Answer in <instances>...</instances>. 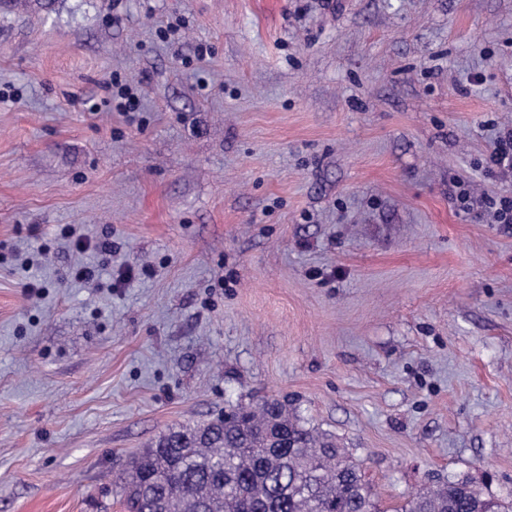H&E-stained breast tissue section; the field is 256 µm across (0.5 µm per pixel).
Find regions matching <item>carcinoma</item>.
Here are the masks:
<instances>
[{
  "instance_id": "obj_1",
  "label": "carcinoma",
  "mask_w": 512,
  "mask_h": 512,
  "mask_svg": "<svg viewBox=\"0 0 512 512\" xmlns=\"http://www.w3.org/2000/svg\"><path fill=\"white\" fill-rule=\"evenodd\" d=\"M232 419L170 429L128 464L127 512H378L373 487L346 449L307 427L286 400L230 408ZM401 512H512L449 479L411 495Z\"/></svg>"
}]
</instances>
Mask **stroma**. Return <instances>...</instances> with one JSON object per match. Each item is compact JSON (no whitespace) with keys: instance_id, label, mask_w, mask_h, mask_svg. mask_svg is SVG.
Here are the masks:
<instances>
[{"instance_id":"35a3bbf8","label":"stroma","mask_w":512,"mask_h":512,"mask_svg":"<svg viewBox=\"0 0 512 512\" xmlns=\"http://www.w3.org/2000/svg\"><path fill=\"white\" fill-rule=\"evenodd\" d=\"M510 126L512 0L0 2V512L270 397L381 512L512 498V224L451 197ZM402 512H512V499L487 498L468 481L452 480L411 495Z\"/></svg>"}]
</instances>
